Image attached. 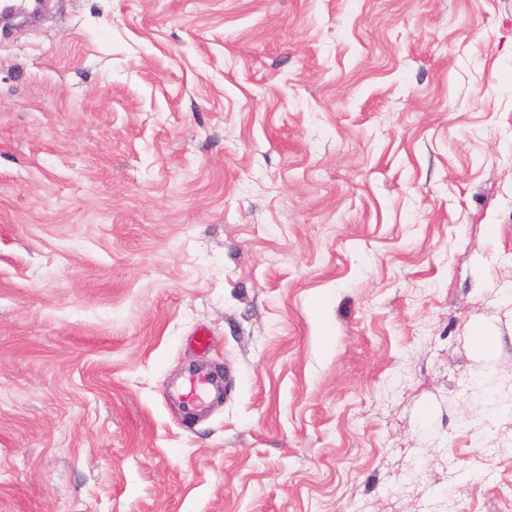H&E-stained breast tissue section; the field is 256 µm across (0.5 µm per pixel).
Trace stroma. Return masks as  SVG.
Here are the masks:
<instances>
[{"mask_svg": "<svg viewBox=\"0 0 512 512\" xmlns=\"http://www.w3.org/2000/svg\"><path fill=\"white\" fill-rule=\"evenodd\" d=\"M500 449L512 0L0 29V512H512ZM211 385L212 380L205 373H191L181 384L168 388L167 395L183 400L191 407L203 405Z\"/></svg>", "mask_w": 512, "mask_h": 512, "instance_id": "1", "label": "stroma"}]
</instances>
